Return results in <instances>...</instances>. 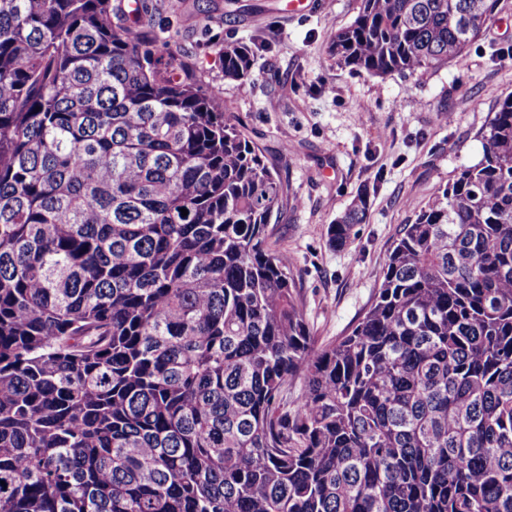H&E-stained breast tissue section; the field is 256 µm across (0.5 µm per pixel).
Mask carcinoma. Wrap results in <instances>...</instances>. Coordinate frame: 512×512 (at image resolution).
I'll return each mask as SVG.
<instances>
[{
  "instance_id": "obj_1",
  "label": "carcinoma",
  "mask_w": 512,
  "mask_h": 512,
  "mask_svg": "<svg viewBox=\"0 0 512 512\" xmlns=\"http://www.w3.org/2000/svg\"><path fill=\"white\" fill-rule=\"evenodd\" d=\"M494 8L361 0L328 53L415 75ZM149 22L0 0V512H512V94L319 345L266 245L278 172Z\"/></svg>"
}]
</instances>
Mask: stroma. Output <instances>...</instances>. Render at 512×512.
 <instances>
[{
  "label": "stroma",
  "instance_id": "35a3bbf8",
  "mask_svg": "<svg viewBox=\"0 0 512 512\" xmlns=\"http://www.w3.org/2000/svg\"><path fill=\"white\" fill-rule=\"evenodd\" d=\"M148 4L154 31L171 36L179 59L280 171L267 242L295 279L313 336L347 334L401 226L482 155L479 134L512 94V0H498L462 64L413 77L354 72L328 57L332 28L353 20L360 0H313L301 14L289 13L288 0H198L190 14L181 0ZM230 43L255 54L241 82L225 80L218 61ZM363 191L366 223L350 246L330 248L329 224Z\"/></svg>",
  "mask_w": 512,
  "mask_h": 512
}]
</instances>
